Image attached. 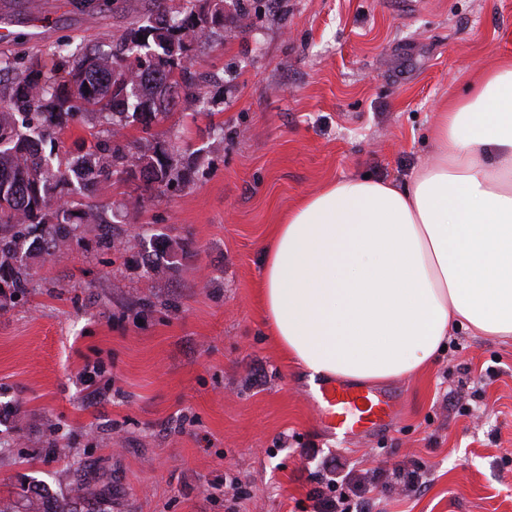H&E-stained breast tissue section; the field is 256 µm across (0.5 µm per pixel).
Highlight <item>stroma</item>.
Listing matches in <instances>:
<instances>
[{
  "label": "stroma",
  "instance_id": "stroma-1",
  "mask_svg": "<svg viewBox=\"0 0 512 512\" xmlns=\"http://www.w3.org/2000/svg\"><path fill=\"white\" fill-rule=\"evenodd\" d=\"M0 0V56L50 72L59 41L115 46L150 0ZM196 47L197 112L157 117L190 146L189 184L104 186L114 245L31 255L25 296L0 297V498L80 489L83 512H318L325 463L378 483L372 512H512V339L457 332L418 374L375 384L379 430L328 433L300 367L266 337L261 249L297 199L368 174L403 182L432 156L441 105L512 55V0H245ZM145 230L176 252L153 274Z\"/></svg>",
  "mask_w": 512,
  "mask_h": 512
}]
</instances>
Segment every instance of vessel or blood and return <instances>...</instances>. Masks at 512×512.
Listing matches in <instances>:
<instances>
[{
  "label": "vessel or blood",
  "instance_id": "b4317fda",
  "mask_svg": "<svg viewBox=\"0 0 512 512\" xmlns=\"http://www.w3.org/2000/svg\"><path fill=\"white\" fill-rule=\"evenodd\" d=\"M327 429L352 432L384 424L394 413V401L366 386L325 384L320 388Z\"/></svg>",
  "mask_w": 512,
  "mask_h": 512
}]
</instances>
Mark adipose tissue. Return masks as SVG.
<instances>
[{
  "instance_id": "obj_1",
  "label": "adipose tissue",
  "mask_w": 512,
  "mask_h": 512,
  "mask_svg": "<svg viewBox=\"0 0 512 512\" xmlns=\"http://www.w3.org/2000/svg\"><path fill=\"white\" fill-rule=\"evenodd\" d=\"M433 158L300 197L262 249L267 336L311 386L428 367L449 336L512 337V56L445 102Z\"/></svg>"
}]
</instances>
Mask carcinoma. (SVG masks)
Masks as SVG:
<instances>
[{
	"label": "carcinoma",
	"instance_id": "1",
	"mask_svg": "<svg viewBox=\"0 0 512 512\" xmlns=\"http://www.w3.org/2000/svg\"><path fill=\"white\" fill-rule=\"evenodd\" d=\"M224 32V0H196L176 19L163 0L141 14L115 50L61 46L45 74L24 56L0 59V289L26 291L25 258L53 259L81 242L83 224H109L105 206L90 204L102 184L137 178L165 193L185 186L177 155L157 140L152 120L186 107L204 75L191 63L199 42ZM90 115L82 152L54 161L59 135ZM137 128L133 150L124 130ZM0 512H78L77 497L35 489L22 500L0 499Z\"/></svg>",
	"mask_w": 512,
	"mask_h": 512
}]
</instances>
